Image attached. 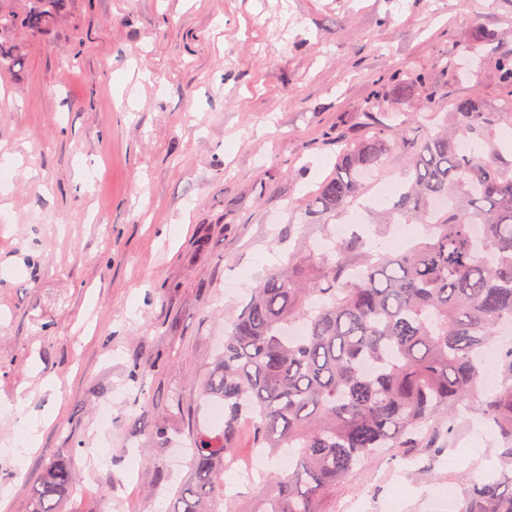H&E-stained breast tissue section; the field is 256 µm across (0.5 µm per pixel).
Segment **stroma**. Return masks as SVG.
<instances>
[{"label":"stroma","instance_id":"1","mask_svg":"<svg viewBox=\"0 0 512 512\" xmlns=\"http://www.w3.org/2000/svg\"><path fill=\"white\" fill-rule=\"evenodd\" d=\"M485 32L501 41L480 72L441 67ZM0 44L20 58L0 73V149L15 157L0 187V442L51 419L25 466L0 457L6 512H29L59 460L80 474L63 512H172L226 317L271 265L348 223L300 215L372 93L418 111L419 94H394L397 69L428 72L440 112L512 92L492 63L512 47V0H66L42 35L20 24ZM139 365L152 372L137 380ZM484 422L470 401L427 447L351 472L325 512H448L443 491L463 502L502 468ZM262 470L225 473L224 512L288 466Z\"/></svg>","mask_w":512,"mask_h":512}]
</instances>
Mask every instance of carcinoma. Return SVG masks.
Wrapping results in <instances>:
<instances>
[{"label":"carcinoma","mask_w":512,"mask_h":512,"mask_svg":"<svg viewBox=\"0 0 512 512\" xmlns=\"http://www.w3.org/2000/svg\"><path fill=\"white\" fill-rule=\"evenodd\" d=\"M62 3L31 0L25 23L48 25ZM496 39L488 32L440 63L458 72L480 66L482 45ZM495 65L512 87V49ZM416 89L421 111L396 124L384 121L379 99L368 101V132L344 144L304 223L348 208L367 175L409 151L411 176L380 218L426 224L427 232L399 254L375 256L353 238L336 242L330 256L301 252L267 272L230 316L224 347L202 381L201 396L224 404V426L193 433L190 478L173 512H222L224 457L236 451L248 414L254 447L288 451V474L268 476L253 512H323L322 502L354 469L382 449L418 447L429 423L474 399L501 436L503 472L465 493L461 512H512V343L498 346L507 369L499 387H482L480 359L498 327L512 324V163L499 160L495 142V132L512 124V94L494 108L460 99L439 114L429 111L437 91L424 74L397 73L395 92ZM462 138L481 155L461 154ZM438 200L446 206L435 211ZM475 224L483 227L480 241ZM298 323L306 332L292 338L288 330ZM78 478L70 461L48 465L30 512H61Z\"/></svg>","instance_id":"obj_1"}]
</instances>
